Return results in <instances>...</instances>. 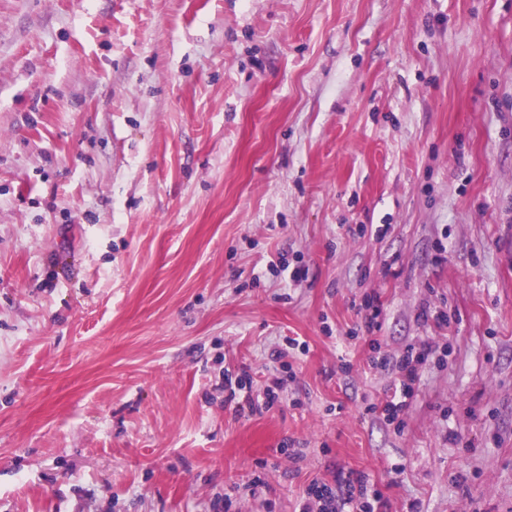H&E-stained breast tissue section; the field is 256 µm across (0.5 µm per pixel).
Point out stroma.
<instances>
[{
    "label": "stroma",
    "instance_id": "obj_1",
    "mask_svg": "<svg viewBox=\"0 0 512 512\" xmlns=\"http://www.w3.org/2000/svg\"><path fill=\"white\" fill-rule=\"evenodd\" d=\"M511 231L512 0H0V512H512ZM370 348L373 354L368 358V366L371 369L395 372L396 378L385 402L381 406L371 404L366 410L401 430L404 427L405 411L420 381V366L428 360L431 348L425 344L419 347L409 345L400 355L381 354L380 345L374 338L370 339ZM260 394H257L256 398L253 397L252 394L247 393L242 401L237 402V409L238 411L245 412L247 409L249 413H254L256 411H260V409H270L272 408L275 403L278 401V393L275 391L272 387H266L261 395V403L259 400ZM387 500L371 480L360 473L339 472L334 484L312 482L300 502V512H386Z\"/></svg>",
    "mask_w": 512,
    "mask_h": 512
}]
</instances>
